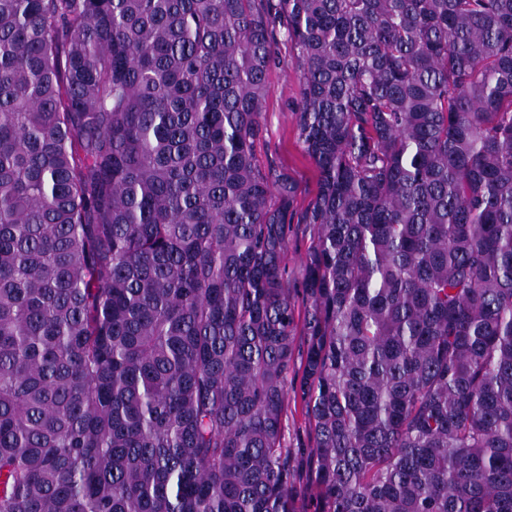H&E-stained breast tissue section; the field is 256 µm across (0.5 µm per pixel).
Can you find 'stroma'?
Returning <instances> with one entry per match:
<instances>
[{
	"instance_id": "obj_1",
	"label": "stroma",
	"mask_w": 512,
	"mask_h": 512,
	"mask_svg": "<svg viewBox=\"0 0 512 512\" xmlns=\"http://www.w3.org/2000/svg\"><path fill=\"white\" fill-rule=\"evenodd\" d=\"M276 50L281 58L267 81V108L262 116L263 132L254 145L257 164L275 177L289 178L298 185V193L288 214V252L284 261L283 278L295 306L297 319H304L309 301L304 290V266L307 253L314 243L312 225L306 224L305 215L318 190V170L308 158L298 138L296 108L300 93V72L290 64L291 53L285 39H278ZM301 372L291 366L288 374L287 417L285 442L294 448L292 459L297 497L296 512H313L317 487L312 482L304 448L311 440L305 411L300 400Z\"/></svg>"
}]
</instances>
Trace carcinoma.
Segmentation results:
<instances>
[{
  "label": "carcinoma",
  "mask_w": 512,
  "mask_h": 512,
  "mask_svg": "<svg viewBox=\"0 0 512 512\" xmlns=\"http://www.w3.org/2000/svg\"><path fill=\"white\" fill-rule=\"evenodd\" d=\"M279 24L315 512H512V0H0V512H294ZM281 27L276 51L284 63L274 67L267 81V108L261 119L263 132L255 142L256 163L276 178L288 177L298 184V193L288 212V252L283 278L295 306L296 336L301 342L309 301L304 290V266L314 243L312 224L305 223L309 203L318 190V170L298 138L296 108L300 93V72L287 63L291 50Z\"/></svg>",
  "instance_id": "carcinoma-1"
}]
</instances>
